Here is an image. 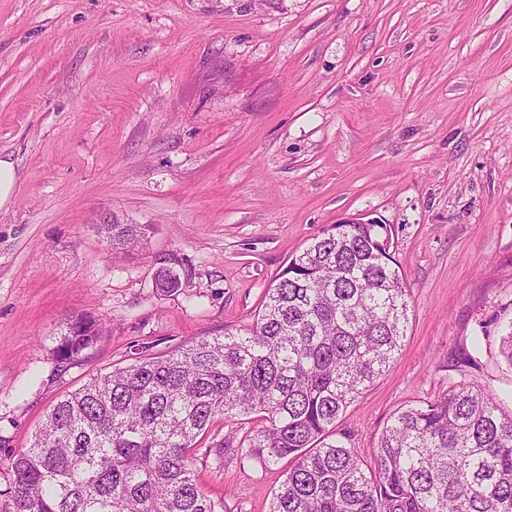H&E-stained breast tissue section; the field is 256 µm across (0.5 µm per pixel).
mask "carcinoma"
<instances>
[{
    "label": "carcinoma",
    "instance_id": "carcinoma-1",
    "mask_svg": "<svg viewBox=\"0 0 512 512\" xmlns=\"http://www.w3.org/2000/svg\"><path fill=\"white\" fill-rule=\"evenodd\" d=\"M381 224H333L293 256L251 327L144 354L58 400L12 462L14 512H217L197 486L198 438L221 416L257 415L241 448L288 462L269 512H512V417L460 383L393 413L374 466L330 429L389 367L408 301ZM112 249L147 240L142 224H100ZM157 286L188 274L157 259ZM103 337L76 316L53 353L72 364Z\"/></svg>",
    "mask_w": 512,
    "mask_h": 512
}]
</instances>
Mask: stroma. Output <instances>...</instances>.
<instances>
[{
  "instance_id": "1",
  "label": "stroma",
  "mask_w": 512,
  "mask_h": 512,
  "mask_svg": "<svg viewBox=\"0 0 512 512\" xmlns=\"http://www.w3.org/2000/svg\"><path fill=\"white\" fill-rule=\"evenodd\" d=\"M0 512L11 463L91 377L251 324L290 258L386 224L409 324L336 421L372 464L390 416L465 383L512 412V0H0ZM145 224L113 251L102 216ZM178 255L183 288L155 286ZM104 319L74 364L71 317ZM260 418L215 417L198 486L268 512L240 463ZM16 181L14 163L9 159L0 158V208L12 197Z\"/></svg>"
}]
</instances>
